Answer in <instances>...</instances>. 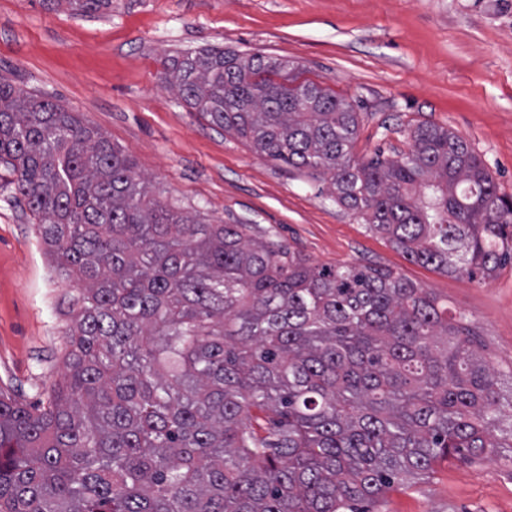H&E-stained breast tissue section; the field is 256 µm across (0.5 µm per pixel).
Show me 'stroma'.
Segmentation results:
<instances>
[{
    "instance_id": "1",
    "label": "stroma",
    "mask_w": 512,
    "mask_h": 512,
    "mask_svg": "<svg viewBox=\"0 0 512 512\" xmlns=\"http://www.w3.org/2000/svg\"><path fill=\"white\" fill-rule=\"evenodd\" d=\"M263 53L358 105L353 153L409 150L421 123L451 129L512 197V0H112L92 16L0 0V82L78 113L129 155L153 194L214 224H243L309 264L372 266L460 314L512 401V264L469 280L409 258L331 198L327 176L259 155L166 81L176 53ZM0 166V390L27 402L61 379L69 282ZM373 512H512V448L435 465Z\"/></svg>"
}]
</instances>
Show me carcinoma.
Instances as JSON below:
<instances>
[{
  "mask_svg": "<svg viewBox=\"0 0 512 512\" xmlns=\"http://www.w3.org/2000/svg\"><path fill=\"white\" fill-rule=\"evenodd\" d=\"M171 70L189 108L330 175L411 260L469 279L512 262V199L454 132L421 123L408 152L360 161L359 113L288 60L206 48ZM0 163L79 289L62 381L33 404L0 392V512H370L441 461L512 448L491 435L494 368L425 289L206 224L77 113L10 83Z\"/></svg>",
  "mask_w": 512,
  "mask_h": 512,
  "instance_id": "cac0c4a2",
  "label": "carcinoma"
}]
</instances>
